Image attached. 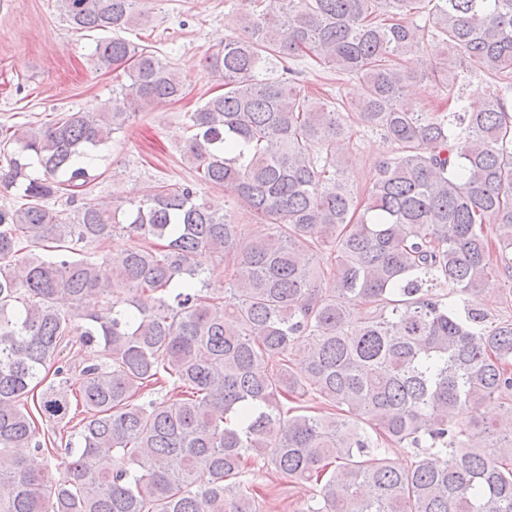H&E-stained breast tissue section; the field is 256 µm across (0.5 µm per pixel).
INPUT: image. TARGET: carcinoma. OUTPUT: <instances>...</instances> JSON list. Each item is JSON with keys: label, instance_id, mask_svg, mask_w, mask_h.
Instances as JSON below:
<instances>
[{"label": "carcinoma", "instance_id": "carcinoma-1", "mask_svg": "<svg viewBox=\"0 0 512 512\" xmlns=\"http://www.w3.org/2000/svg\"><path fill=\"white\" fill-rule=\"evenodd\" d=\"M58 2L103 33L93 68L124 81L96 110L0 127L15 146L0 189L25 200L0 208V512H265L241 480L259 460L304 488L298 512H512V317L489 324L478 303L512 280V0H236L240 33L205 58L224 92L191 113L183 155L250 209L251 233L187 184L72 218L49 205L136 113L186 92L115 36L145 19L140 0ZM430 38L443 67L410 74ZM305 57L357 77L359 101L307 95ZM472 70L500 82L478 112L453 92ZM428 80L450 108L412 102ZM355 124L396 148L362 204L343 177ZM117 233L134 245L114 257L100 245ZM74 346L98 348L76 392ZM46 370L38 414L70 426L52 448L26 407Z\"/></svg>", "mask_w": 512, "mask_h": 512}]
</instances>
